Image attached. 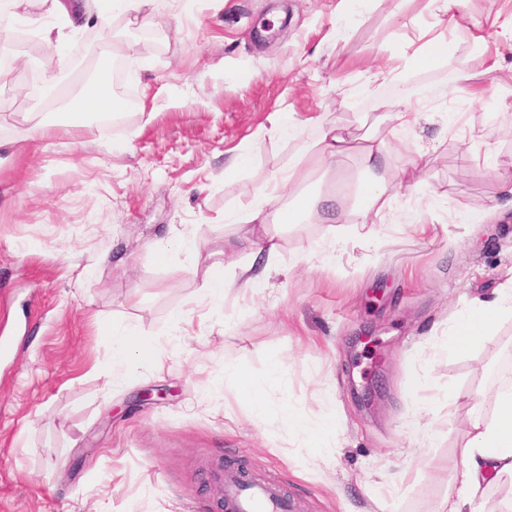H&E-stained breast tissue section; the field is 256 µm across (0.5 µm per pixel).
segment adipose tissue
Listing matches in <instances>:
<instances>
[{
    "label": "adipose tissue",
    "instance_id": "adipose-tissue-1",
    "mask_svg": "<svg viewBox=\"0 0 512 512\" xmlns=\"http://www.w3.org/2000/svg\"><path fill=\"white\" fill-rule=\"evenodd\" d=\"M159 0H12L16 15H28L30 8L42 9L47 14H64L84 20H107L116 12H123L134 19L151 21ZM112 50L102 47L96 61V75L86 82L69 105L70 120L63 127L69 131L83 128L91 116L114 111L116 101L112 95ZM350 145L341 128L322 123L318 135L288 164L282 181L288 185L299 184L305 178L306 162L316 158L337 165L348 156ZM386 152L382 145H371L363 152L364 177L357 190L364 200L359 204L361 216L381 213L397 195V188L380 173ZM272 190L260 189L254 200L238 212L237 221L250 225L249 235L243 236L235 249L250 257L251 262L242 266L240 274L231 285L242 291H255L262 277L254 265L255 259H272L279 251V244L269 231L270 225L285 223L289 211L302 216L314 215L332 222L343 220L345 214L336 205L335 194L303 193L294 191L287 204L274 206ZM223 280L210 281L206 295L210 300L222 298L227 285ZM512 317V289H500L490 300L476 299L459 312L446 336L440 337V349L462 353L475 346L491 333L504 318ZM159 353L158 346L143 333L132 327L113 332L112 363L124 365L129 360L142 363L153 361ZM459 463L455 469L457 490L446 498L439 512H482L486 491L492 482L512 479V390L498 393L490 414L475 413L468 422L466 440L458 450Z\"/></svg>",
    "mask_w": 512,
    "mask_h": 512
}]
</instances>
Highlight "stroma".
I'll return each instance as SVG.
<instances>
[{
	"label": "stroma",
	"instance_id": "1",
	"mask_svg": "<svg viewBox=\"0 0 512 512\" xmlns=\"http://www.w3.org/2000/svg\"><path fill=\"white\" fill-rule=\"evenodd\" d=\"M462 13L452 27L421 0H160L147 25L118 13L76 28L37 10L18 23L12 53L54 70L63 98L101 46L125 47L135 101L121 124L52 132L0 167V512H216L224 466L275 482L298 512H437L470 416L512 366V318L469 352L436 346L459 310L512 281L498 176L512 170V49L497 36L512 0ZM428 31L452 54L405 69ZM481 62L492 72L473 99L456 77ZM389 69L429 96L404 128L374 108ZM43 92L24 68L0 72L1 139L27 135ZM274 112L296 136L265 134ZM322 121L384 145L395 201L363 225H273L268 291L209 306L208 280L236 271V209ZM115 325L148 334L155 361L113 368ZM228 363L258 381L280 365L263 420ZM451 392L454 417L420 416L418 399ZM287 409L337 432L308 443Z\"/></svg>",
	"mask_w": 512,
	"mask_h": 512
}]
</instances>
